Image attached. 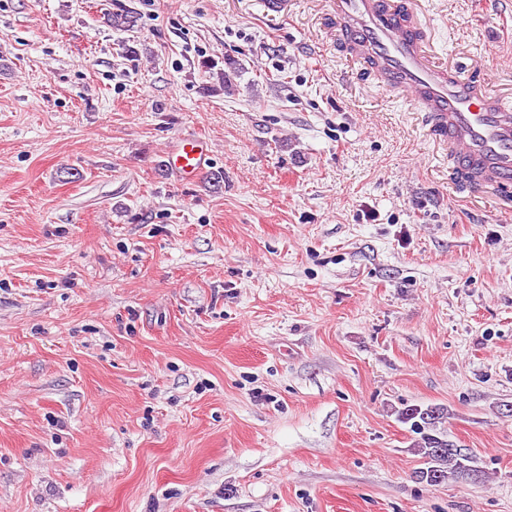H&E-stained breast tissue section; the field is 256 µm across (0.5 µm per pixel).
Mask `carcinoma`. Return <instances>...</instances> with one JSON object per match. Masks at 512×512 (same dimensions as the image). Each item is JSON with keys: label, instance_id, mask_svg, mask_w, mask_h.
Listing matches in <instances>:
<instances>
[{"label": "carcinoma", "instance_id": "1", "mask_svg": "<svg viewBox=\"0 0 512 512\" xmlns=\"http://www.w3.org/2000/svg\"><path fill=\"white\" fill-rule=\"evenodd\" d=\"M104 23L114 30H127L134 27L135 16L130 12H108L103 15ZM203 67L216 71L224 92H234L235 63L230 59L224 60V67H217L214 61L203 62ZM399 419L411 424V429L419 434L414 444V453L420 457L421 466L412 472V477L420 483L430 486L438 485L433 479L435 473H440L442 480L450 478H472L479 476L480 470L473 466L475 458L462 452L452 442L442 428L447 414L440 407L408 406L398 412Z\"/></svg>", "mask_w": 512, "mask_h": 512}]
</instances>
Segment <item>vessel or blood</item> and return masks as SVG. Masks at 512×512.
I'll use <instances>...</instances> for the list:
<instances>
[{"label": "vessel or blood", "instance_id": "obj_1", "mask_svg": "<svg viewBox=\"0 0 512 512\" xmlns=\"http://www.w3.org/2000/svg\"><path fill=\"white\" fill-rule=\"evenodd\" d=\"M336 33L352 62L375 59L380 86L399 90L448 145L454 170L476 173L464 193L494 192L512 199V102L481 78L439 63L409 21L408 0H331ZM210 161L205 139L188 135L168 150L166 163L180 179H193Z\"/></svg>", "mask_w": 512, "mask_h": 512}]
</instances>
